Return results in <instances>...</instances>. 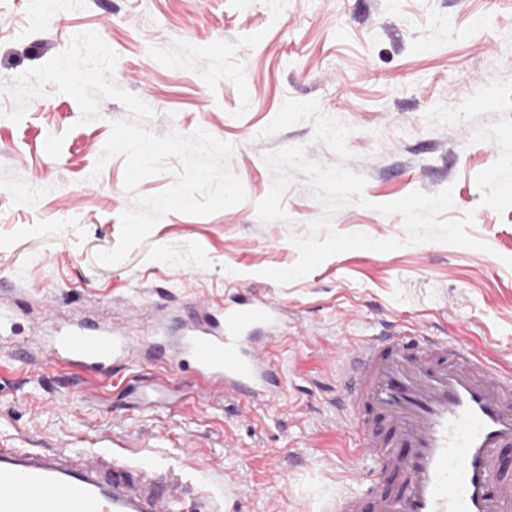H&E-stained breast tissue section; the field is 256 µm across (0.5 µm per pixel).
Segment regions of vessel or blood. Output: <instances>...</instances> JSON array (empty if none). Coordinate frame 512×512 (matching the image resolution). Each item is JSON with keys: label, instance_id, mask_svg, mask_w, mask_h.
<instances>
[{"label": "vessel or blood", "instance_id": "vessel-or-blood-1", "mask_svg": "<svg viewBox=\"0 0 512 512\" xmlns=\"http://www.w3.org/2000/svg\"><path fill=\"white\" fill-rule=\"evenodd\" d=\"M297 330L268 295L162 312L151 346L162 368L192 363L209 391L268 405L285 395L268 347ZM44 364L102 378L136 362L132 330L84 319L47 325L37 341ZM336 425L370 460L360 491L337 494L328 512H512V370L489 364L445 336L392 321L388 331L347 345L336 359ZM155 457L129 464L99 441L81 464L67 452L23 451L0 442V512H182L181 484L139 490L133 472L156 471ZM396 481L378 492L373 475Z\"/></svg>", "mask_w": 512, "mask_h": 512}]
</instances>
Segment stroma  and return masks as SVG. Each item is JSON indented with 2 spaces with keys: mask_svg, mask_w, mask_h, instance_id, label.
I'll return each instance as SVG.
<instances>
[{
  "mask_svg": "<svg viewBox=\"0 0 512 512\" xmlns=\"http://www.w3.org/2000/svg\"><path fill=\"white\" fill-rule=\"evenodd\" d=\"M86 31L117 53L113 78L154 110L155 133L200 128L234 144L247 198L210 215L167 213L123 263L98 264L134 196L170 186L178 160L128 191L124 156L96 165L112 122L128 116L121 103L104 101L83 125L76 101L56 94L16 123L0 95V289L17 325L0 343V435L42 450L107 436L132 460L149 436L161 472L197 495L224 492L223 512H325L353 441L332 406L345 345L403 316L512 366V0H288L283 16L270 0H89L81 12L57 0L41 20L32 0H0V85ZM485 94L493 110L469 111ZM289 98L317 100L352 128L348 166L365 175L370 205L338 211L336 231L404 238L401 217L375 204L449 186L450 217L472 214L468 233L484 249H354L284 284L265 277L297 263L293 240L322 208L299 179L282 199L287 220L261 222L263 154L301 145L338 161L309 120L261 137ZM254 293L286 304L300 331L270 349L286 378L273 407L206 392L189 366L157 391L152 362L86 382L35 352L50 318L91 314L147 333L161 308ZM228 478L254 496L225 492Z\"/></svg>",
  "mask_w": 512,
  "mask_h": 512,
  "instance_id": "stroma-1",
  "label": "stroma"
}]
</instances>
